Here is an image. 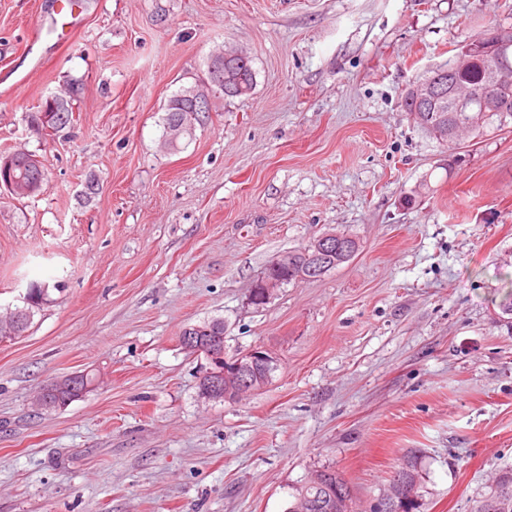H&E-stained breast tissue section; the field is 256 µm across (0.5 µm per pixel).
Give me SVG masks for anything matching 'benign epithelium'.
I'll use <instances>...</instances> for the list:
<instances>
[{
  "label": "benign epithelium",
  "instance_id": "1",
  "mask_svg": "<svg viewBox=\"0 0 512 512\" xmlns=\"http://www.w3.org/2000/svg\"><path fill=\"white\" fill-rule=\"evenodd\" d=\"M488 43H476L464 48V54L470 60V65L479 66L484 73L483 101L491 109L500 108L504 102L512 99V64L506 60L512 49V29L495 25L487 35ZM468 82L467 73L456 70H438L429 77L417 81L408 87V94L416 103L432 111L439 110L444 99H449L459 112L468 111V105L473 95L460 90V86ZM226 79L224 66L209 65L208 76L202 86L189 90L188 98L193 101V114L178 125L167 130L165 142L174 144L182 132L193 125L196 113L208 108L211 100L224 93ZM57 104L55 99H48L42 107L36 121L31 124L33 130L42 135H53L59 131L57 121ZM24 167L31 171L34 180L20 183L14 178L17 168ZM44 184L43 168L40 159L29 152L17 151L0 155V187L9 192L32 194ZM339 234L327 232L316 237L301 250L305 260L306 274L316 272V269L329 261L336 260V239ZM288 281V275L267 273L260 276L254 287L260 289L263 300L268 301L283 283ZM181 343L183 347L196 354L206 357L207 365L200 377L199 393L204 399L218 402L235 403L247 393H256L263 389L271 380L272 373L278 368L277 359L261 345H254L236 355L229 356L224 351V336H214L200 326L186 328ZM95 387V383L83 386L75 384L74 376L68 375L56 379L40 392L36 405L43 409L51 408L49 395L53 394L60 401L67 403L84 397ZM412 469L405 465L392 477L387 491L375 507L377 512L390 508L397 500L408 501L416 498L417 483L409 482L408 476ZM325 482L324 471L313 475L304 487L295 494L294 506L310 507L308 489L320 486Z\"/></svg>",
  "mask_w": 512,
  "mask_h": 512
}]
</instances>
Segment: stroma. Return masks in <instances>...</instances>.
Returning a JSON list of instances; mask_svg holds the SVG:
<instances>
[{"label": "stroma", "instance_id": "obj_1", "mask_svg": "<svg viewBox=\"0 0 512 512\" xmlns=\"http://www.w3.org/2000/svg\"><path fill=\"white\" fill-rule=\"evenodd\" d=\"M512 0H0V154L48 186L0 190V512H286L318 470L369 512L408 452L418 512H469L512 467V131L443 143L400 105L410 81ZM253 60L160 147L169 96L227 48ZM78 83L75 120L30 129ZM360 243L320 278L248 293L322 233ZM278 361L242 401L199 394L184 328ZM91 372L56 410L35 394ZM46 99L37 106V111L32 115V117L40 111V107ZM57 109L55 98H49L47 103L42 107L37 120L31 124L33 130L37 131L41 135H54L58 132L60 126L57 121ZM18 167L29 169L34 180H31L27 184L18 182L14 178V172ZM43 184H45V186L47 185V177L45 181H43L42 164L36 155L24 151L0 155L1 188L5 187L9 192L14 193L17 198H24L30 197L27 194L34 193L36 190L40 189ZM299 251H291V252L284 253V254L278 256L273 261V263L276 264L277 268H281V269H283L285 271L284 275H278L276 273H271V272H269V268H267L268 266L266 267V269H267L266 272H269V273H267L265 275H261L255 281L254 285L251 288L252 292L249 293V295H248V300L251 303H252V300H253V290H254V288H259L260 291L263 294V300L268 302L271 299V297L274 295V293L279 288L283 287V283L288 282V280H289L288 284L292 283V281L290 282L291 278L288 277V275L290 274V271L288 269V261H294V255L297 254L295 252H299ZM288 253H290V254H288ZM252 304L260 306V305H264L266 303L262 302L260 300H256ZM33 284L46 286V288H28L29 290H32L29 299L33 300L34 303H30L29 301H27V298H23V306H16L13 309V311H15V314H8V316L3 320V322H1L0 318V328L3 327V330H5L6 332L14 330L17 318V335H20L23 332H25L32 323V318L35 315L36 311L40 310V307L44 304V301H47L49 284H47L46 282H33L30 284V286Z\"/></svg>", "mask_w": 512, "mask_h": 512}]
</instances>
